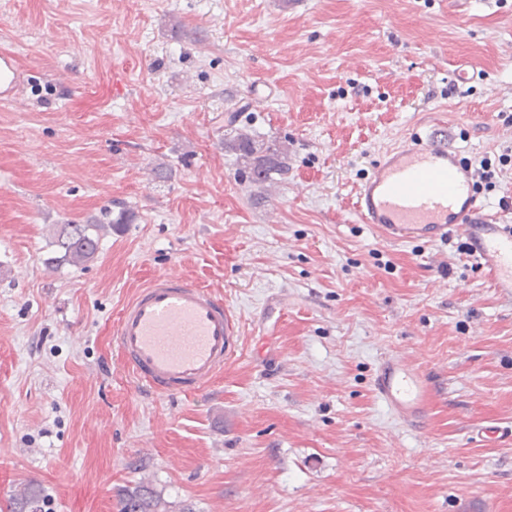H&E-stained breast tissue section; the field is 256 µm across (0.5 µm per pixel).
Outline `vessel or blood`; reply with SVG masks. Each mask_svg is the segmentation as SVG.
Returning a JSON list of instances; mask_svg holds the SVG:
<instances>
[{
	"label": "vessel or blood",
	"mask_w": 512,
	"mask_h": 512,
	"mask_svg": "<svg viewBox=\"0 0 512 512\" xmlns=\"http://www.w3.org/2000/svg\"><path fill=\"white\" fill-rule=\"evenodd\" d=\"M22 75L15 53L1 50L0 97L11 98ZM355 210L363 223L394 241L459 235L495 288L512 291V225L488 214L456 151L420 136L388 151L359 188ZM114 342L124 367L142 386L158 395H189L236 355L239 331L215 290L161 273L122 307ZM374 391L405 425H423L430 390L417 365L383 356Z\"/></svg>",
	"instance_id": "vessel-or-blood-1"
}]
</instances>
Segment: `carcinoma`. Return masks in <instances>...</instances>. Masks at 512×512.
<instances>
[{
    "label": "carcinoma",
    "mask_w": 512,
    "mask_h": 512,
    "mask_svg": "<svg viewBox=\"0 0 512 512\" xmlns=\"http://www.w3.org/2000/svg\"><path fill=\"white\" fill-rule=\"evenodd\" d=\"M224 148L233 151L253 185H265L288 173L287 152L276 142L230 129L224 135ZM112 224H63L53 242L49 266L78 265L93 260L100 248L101 233ZM44 489L28 482L8 498L9 512H42ZM118 512H168L166 504L148 483L139 481L118 490Z\"/></svg>",
    "instance_id": "1"
}]
</instances>
